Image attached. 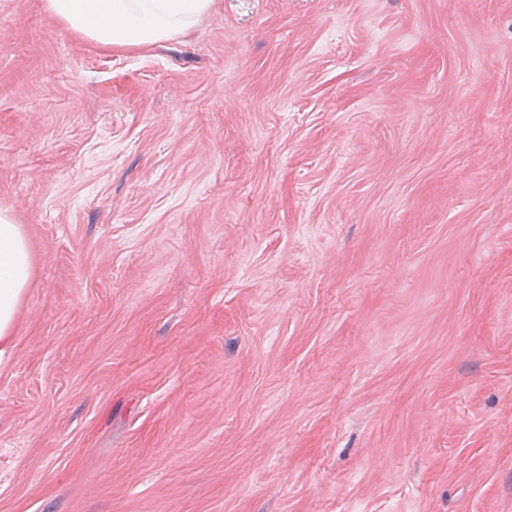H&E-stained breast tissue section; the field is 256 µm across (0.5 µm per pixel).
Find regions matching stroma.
<instances>
[{"mask_svg":"<svg viewBox=\"0 0 512 512\" xmlns=\"http://www.w3.org/2000/svg\"><path fill=\"white\" fill-rule=\"evenodd\" d=\"M1 210L0 512H512V0H0ZM212 0H45L46 10L80 37L108 48L167 41L207 13ZM34 275V257L21 224L0 212V363L16 346V316Z\"/></svg>","mask_w":512,"mask_h":512,"instance_id":"stroma-1","label":"stroma"}]
</instances>
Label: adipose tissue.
Masks as SVG:
<instances>
[{
    "mask_svg": "<svg viewBox=\"0 0 512 512\" xmlns=\"http://www.w3.org/2000/svg\"><path fill=\"white\" fill-rule=\"evenodd\" d=\"M212 0H45L46 10L81 37L108 48L149 47L183 33ZM34 275L22 225L0 212V362L16 346V316Z\"/></svg>",
    "mask_w": 512,
    "mask_h": 512,
    "instance_id": "obj_1",
    "label": "adipose tissue"
}]
</instances>
